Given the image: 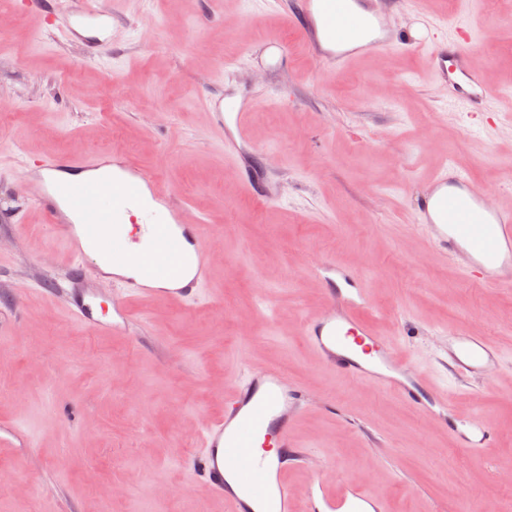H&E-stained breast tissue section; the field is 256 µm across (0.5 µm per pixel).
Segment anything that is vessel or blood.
Segmentation results:
<instances>
[{
	"mask_svg": "<svg viewBox=\"0 0 512 512\" xmlns=\"http://www.w3.org/2000/svg\"><path fill=\"white\" fill-rule=\"evenodd\" d=\"M68 34L83 58L96 60L112 48V10L97 0H71ZM289 22L302 35L314 61L325 70L347 68L372 51L391 50L401 41L391 35L375 10V0H299ZM423 50L429 76L452 86L470 110L484 107L499 93L472 62L471 41L438 42L428 36L412 39ZM213 120L230 129L231 144L250 140L246 106L213 101ZM39 193L34 203L46 223L54 225L67 257L80 255L85 244H96L111 270L97 269L98 282L120 283L123 294L112 299V315L95 312L97 291L75 282V266H68L57 284L56 298L66 314L102 335H135L140 320L132 315V300L164 297L175 302L194 299L210 277L209 248L201 218L186 220L187 201L170 196L147 207L150 244L131 251L119 225L132 200L154 188L144 170L122 153L89 155L75 150L47 158L28 168ZM416 222L429 225L430 242L443 254L459 258L479 287H495L512 280V207L491 204L477 189L467 170L448 161L413 202ZM141 268L143 277L123 275L125 267ZM327 299V309L306 325L308 344L335 371L393 389L410 407L440 418L461 447L479 450L496 442L493 427L470 423L459 427L445 394L424 375L406 370V358L362 318L370 295L359 273L329 262L313 269ZM449 359L465 375L485 373L500 353L486 339L463 333L449 336ZM309 401L303 388L289 385L275 366L251 371L246 382L224 402V412L202 434V450L194 460L198 479L223 497L228 512H294L293 490L282 473L283 456L268 448H291L292 421ZM17 426L0 425V450L30 443ZM375 502L357 485L326 491L312 484L305 512H374Z\"/></svg>",
	"mask_w": 512,
	"mask_h": 512,
	"instance_id": "vessel-or-blood-1",
	"label": "vessel or blood"
}]
</instances>
